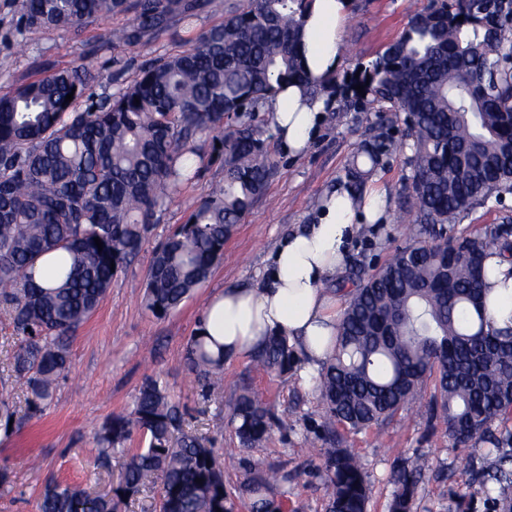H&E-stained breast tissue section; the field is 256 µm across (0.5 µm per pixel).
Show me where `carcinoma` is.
Listing matches in <instances>:
<instances>
[{"instance_id":"carcinoma-1","label":"carcinoma","mask_w":512,"mask_h":512,"mask_svg":"<svg viewBox=\"0 0 512 512\" xmlns=\"http://www.w3.org/2000/svg\"><path fill=\"white\" fill-rule=\"evenodd\" d=\"M308 0H24L30 30L78 31L94 20L133 13L112 45H137L211 8L221 22L189 47L146 63L109 96L90 93L99 73L82 59L0 96V301L18 340L13 372L40 413L70 361L73 333L97 310L117 273L139 254L167 198L220 156L224 184L201 198L185 223L153 250L145 283L148 311L163 317L203 287L224 260V245L262 195L277 161L257 121L272 94L296 84L344 112L403 115L401 148L410 170L399 218L412 228L373 273L356 274L338 326L336 350L315 383L325 405L318 431L329 442L327 512H368L370 490L338 428L358 431L391 419L427 380L420 407L455 447L492 445L493 472L475 473L498 512H512V432L492 425L512 413V328L489 327L488 261L512 255V230L477 234L456 225L494 194L512 193V0H433L369 61L313 83L299 59ZM463 20H457V17ZM364 87L359 94L354 86ZM73 100L65 101L67 94ZM140 104H134V100ZM388 128L375 126L342 187L362 194L390 155ZM103 243L98 250L94 238ZM52 256L57 285L46 287L40 260ZM258 374L296 370L288 337L272 334L251 353ZM187 364L205 391L224 387V360L192 336ZM241 449L271 437L280 419L247 386L230 413ZM181 414L162 381L146 379L132 408L112 414L89 449L102 465L134 436L145 446L125 461L112 492L92 496L51 482L41 512H122L159 475V512H234L215 448L175 436ZM202 479V483L195 479ZM291 474L257 468L242 490L254 512H279ZM424 469L406 459L391 470L390 512H412Z\"/></svg>"}]
</instances>
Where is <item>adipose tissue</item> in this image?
Returning <instances> with one entry per match:
<instances>
[{
  "instance_id": "ef3b65f1",
  "label": "adipose tissue",
  "mask_w": 512,
  "mask_h": 512,
  "mask_svg": "<svg viewBox=\"0 0 512 512\" xmlns=\"http://www.w3.org/2000/svg\"><path fill=\"white\" fill-rule=\"evenodd\" d=\"M346 7V0H312L306 11L299 54L309 76L320 79L336 71ZM268 110L283 153L296 158L317 137L325 101L308 99L292 85L271 98ZM386 221L381 191L359 198L339 187L326 191L310 223L277 241L257 284L230 287L208 299L200 335L231 360L252 352L265 336L280 333L302 358L300 376L317 373L333 352L341 299L332 284L346 265L356 231ZM493 264L487 316L493 327L512 326V258L499 257Z\"/></svg>"
}]
</instances>
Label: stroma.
Listing matches in <instances>:
<instances>
[{
	"label": "stroma",
	"instance_id": "obj_1",
	"mask_svg": "<svg viewBox=\"0 0 512 512\" xmlns=\"http://www.w3.org/2000/svg\"><path fill=\"white\" fill-rule=\"evenodd\" d=\"M428 3L348 0L341 68L371 61ZM22 13V0H0V95L83 58L92 61L102 75L95 94L115 93L113 73L131 81L146 61L178 53L184 40L221 19L220 14L204 11L192 26L174 23L172 34L160 35L149 44L116 47L110 33L125 26L128 16L90 23L79 33L30 34L23 30ZM265 135L277 168L263 196L236 224L224 246V261L205 286L163 318L154 317L144 304L155 243L185 222L200 197L222 184L219 159L199 180L167 199L141 252L113 280L97 311L75 331L69 368L40 415H30L27 394L14 383L13 329L0 308V388L10 390L17 410L13 431L0 430V469L11 475L10 485L0 487V512H39L40 493L52 481L78 484L93 492L116 486L121 462L98 465L89 453L93 435L113 413L131 407L149 376L167 383L183 414V430L222 449L224 483L236 512H251V498L240 484L252 466L292 474L288 512H325L322 483L329 445L317 431L324 415L318 389L292 378L256 374L250 357L244 355L225 363L223 390L206 393L186 365L188 344L208 298L224 287L259 279L278 236L306 223L323 191L344 180L354 154L372 132L359 113L328 112L319 136L298 158L280 153L273 129H266ZM407 175L399 152L392 153L389 165L377 175L378 185L387 192L388 221L369 225L356 236L350 256L351 263L362 264L365 271L382 265L409 232L408 224L397 220ZM246 381L283 424L273 429L266 443L242 451L228 415L237 388ZM426 400V395H419L417 402L404 406L383 426L344 433L343 445L359 460L371 488L370 512H388L394 491L391 466L399 457L416 460L425 470L414 512H495L471 475L486 463L485 444L456 448L443 431H427L417 413L418 403ZM462 490L468 497L460 506L454 494Z\"/></svg>",
	"mask_w": 512,
	"mask_h": 512
}]
</instances>
